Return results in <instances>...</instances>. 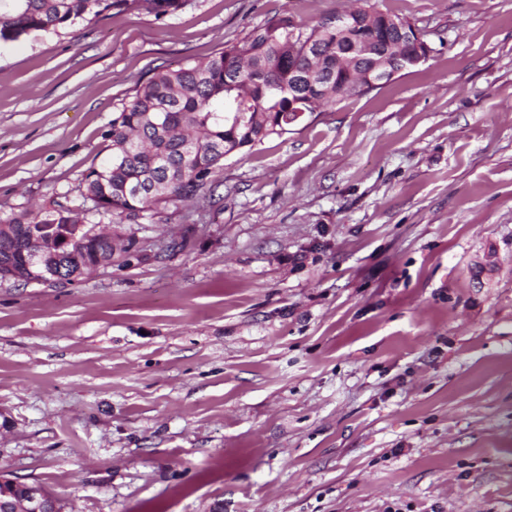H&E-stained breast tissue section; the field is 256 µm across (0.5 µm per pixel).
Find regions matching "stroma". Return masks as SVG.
Returning <instances> with one entry per match:
<instances>
[{"label":"stroma","mask_w":512,"mask_h":512,"mask_svg":"<svg viewBox=\"0 0 512 512\" xmlns=\"http://www.w3.org/2000/svg\"><path fill=\"white\" fill-rule=\"evenodd\" d=\"M354 2L1 43L0 218L81 205L152 69ZM375 3L428 61L113 219L110 268L0 283V476L65 512H512V0Z\"/></svg>","instance_id":"35a3bbf8"}]
</instances>
